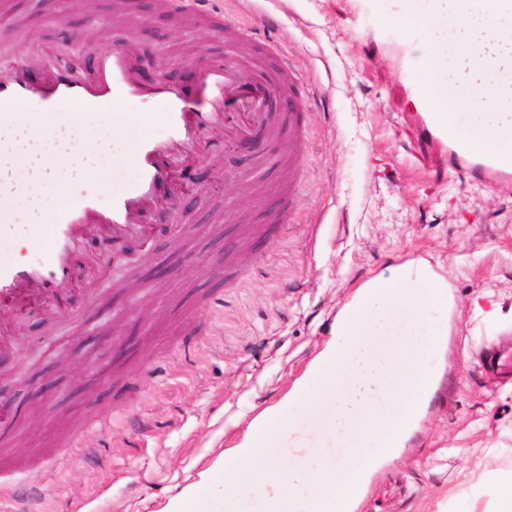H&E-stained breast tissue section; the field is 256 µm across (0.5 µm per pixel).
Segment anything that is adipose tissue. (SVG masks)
<instances>
[{
    "mask_svg": "<svg viewBox=\"0 0 512 512\" xmlns=\"http://www.w3.org/2000/svg\"><path fill=\"white\" fill-rule=\"evenodd\" d=\"M82 125L63 117L30 115L0 125V193L19 176L36 180L40 191L23 197L0 215V238L24 241L28 226L48 223L52 213L78 189L105 187L103 175L124 157L120 135L105 131L84 152Z\"/></svg>",
    "mask_w": 512,
    "mask_h": 512,
    "instance_id": "adipose-tissue-1",
    "label": "adipose tissue"
}]
</instances>
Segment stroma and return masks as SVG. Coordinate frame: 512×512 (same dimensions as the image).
Listing matches in <instances>:
<instances>
[{
	"mask_svg": "<svg viewBox=\"0 0 512 512\" xmlns=\"http://www.w3.org/2000/svg\"><path fill=\"white\" fill-rule=\"evenodd\" d=\"M0 50L30 42L61 64L89 67L122 39L113 0H6ZM132 49L144 75L175 70L186 47L206 61L233 51L220 30L188 28L157 0H130ZM228 24L252 32L251 72L287 55L302 77L306 148L303 190L277 236L259 243L234 287L220 263L239 248L242 224L276 208L279 164L260 190L224 181L250 161L206 133V153L176 164L180 203L172 230L150 234L153 264L140 267L137 299L110 289L129 264L122 244L89 231L76 261L91 258L107 289L95 304L67 301L77 323L38 309L11 310L23 352L0 354V512H163L252 421L287 398L336 339V316L366 285L411 270L442 287L433 383L402 448L367 476L347 512H456L460 498L491 512L498 483L512 477V379L482 359L512 331V190L451 168L422 136L416 86L396 46L422 47L401 0H215ZM232 198L242 224H213ZM52 375L55 389L37 384ZM92 457H84V449Z\"/></svg>",
	"mask_w": 512,
	"mask_h": 512,
	"instance_id": "stroma-1",
	"label": "stroma"
}]
</instances>
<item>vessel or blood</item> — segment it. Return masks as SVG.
Returning a JSON list of instances; mask_svg holds the SVG:
<instances>
[{
    "label": "vessel or blood",
    "instance_id": "vessel-or-blood-1",
    "mask_svg": "<svg viewBox=\"0 0 512 512\" xmlns=\"http://www.w3.org/2000/svg\"><path fill=\"white\" fill-rule=\"evenodd\" d=\"M172 10L176 19L190 21L193 27L223 24L224 18L208 6L209 0H187L177 8V0H159ZM92 68L76 72L62 65L56 55L44 48L28 50L21 61L0 63V124L21 118L26 111L63 113L81 105L78 118L86 130L126 126L122 113L109 111L115 99L163 103L168 132L164 137L143 136L129 146L138 178L123 191L114 193L109 208H101L97 194L85 192L64 203L51 216L48 225L33 228L29 238L38 258L0 261V308L27 306L57 316L60 324L71 321V310L58 306L61 288L83 276L75 250L88 227L120 240L139 231V219L147 213L166 214L174 206L159 192L161 184L171 182L167 165L171 156L192 159L199 131L212 129L224 136L228 149L235 150L253 139L269 141L280 133L270 100L280 89L295 88L301 77L288 58H281L275 77L249 75L240 59L205 65L193 91L170 81L146 82L129 45L94 55ZM453 116L426 113L424 131L448 145V161L455 166L483 174L500 186H512V168L502 166L495 156L471 150L467 140L451 135ZM288 181L281 188L283 210L268 216L271 224L283 223L285 211L300 196L301 158L305 138L301 118H294L288 130ZM261 146L254 150L262 157ZM497 375L512 374V343L497 346L483 361Z\"/></svg>",
    "mask_w": 512,
    "mask_h": 512
}]
</instances>
